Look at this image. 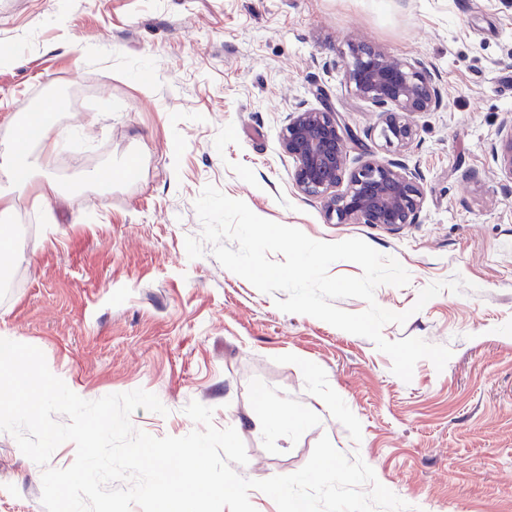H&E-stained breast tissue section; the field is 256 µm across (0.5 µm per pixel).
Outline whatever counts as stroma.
Segmentation results:
<instances>
[{
    "instance_id": "obj_1",
    "label": "stroma",
    "mask_w": 512,
    "mask_h": 512,
    "mask_svg": "<svg viewBox=\"0 0 512 512\" xmlns=\"http://www.w3.org/2000/svg\"><path fill=\"white\" fill-rule=\"evenodd\" d=\"M432 66L448 106L414 117L418 136L386 147L378 114L341 82L350 39ZM85 54L71 55V41ZM0 131L28 102L58 103L69 163L40 157L67 196L34 194L11 216L18 260L0 287V336L39 348L49 370L92 401L144 389L167 415L132 425L163 438L195 430L193 401L245 444L242 477L300 470L329 437L416 512H512V187L490 145L512 118V0H0ZM332 105L362 140L348 156L418 169L415 224L330 221L300 194L280 135L298 105ZM129 164L109 188L87 172ZM258 216L336 243L358 238L410 275L379 306L408 312L382 329L448 346L443 370L420 360L410 382L368 338L280 311L200 237L206 185ZM422 309L427 285L453 278ZM306 421L271 442L249 418L262 393ZM44 467L0 432V512H45Z\"/></svg>"
}]
</instances>
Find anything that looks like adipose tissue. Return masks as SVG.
I'll list each match as a JSON object with an SVG mask.
<instances>
[{
  "mask_svg": "<svg viewBox=\"0 0 512 512\" xmlns=\"http://www.w3.org/2000/svg\"><path fill=\"white\" fill-rule=\"evenodd\" d=\"M53 105H46L37 112L27 113L24 122L18 123L11 138V149L0 155V214L13 212L18 195L37 191L42 202H50L59 190L50 178L36 179L29 160L32 147L47 153L56 152L59 131L52 119Z\"/></svg>",
  "mask_w": 512,
  "mask_h": 512,
  "instance_id": "adipose-tissue-1",
  "label": "adipose tissue"
}]
</instances>
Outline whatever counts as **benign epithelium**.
Instances as JSON below:
<instances>
[{"label": "benign epithelium", "instance_id": "7a95c632", "mask_svg": "<svg viewBox=\"0 0 512 512\" xmlns=\"http://www.w3.org/2000/svg\"><path fill=\"white\" fill-rule=\"evenodd\" d=\"M342 84L350 96L380 110V137L399 151L416 140L413 115L445 106L438 76L423 61L390 55L360 40L347 43ZM280 144L293 161L290 175L295 188L321 198L329 219L383 227L418 223L425 194L420 171L372 158L348 170L351 146L360 145V140L332 107L293 108ZM490 154L512 184L511 118L501 124Z\"/></svg>", "mask_w": 512, "mask_h": 512}]
</instances>
